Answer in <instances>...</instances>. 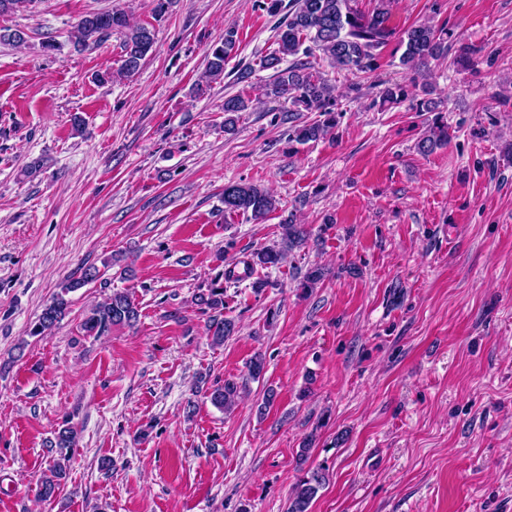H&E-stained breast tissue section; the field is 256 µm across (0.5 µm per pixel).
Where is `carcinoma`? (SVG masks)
<instances>
[{"mask_svg": "<svg viewBox=\"0 0 512 512\" xmlns=\"http://www.w3.org/2000/svg\"><path fill=\"white\" fill-rule=\"evenodd\" d=\"M389 0H378L370 13L358 7V0H293V8L278 34V49L260 61V66L275 71L266 95L287 97L297 111L317 112L321 119L295 131V141H317L336 127V96L324 75L316 70L308 58L322 54L329 65L350 74L377 69L380 51L393 41L403 49L399 63L406 69L425 68L433 60L448 56L456 50L459 61L472 64L477 50L468 44L453 40L454 33L446 27L429 23L414 24L397 34L388 24ZM118 34L122 37L123 59L121 70L131 74L152 50L155 34L144 24L130 23L121 10H107L85 15L75 26L74 44L86 47ZM237 33L229 29L224 39L213 45L204 71L199 75L196 94L201 95L211 84L224 78V63L236 47ZM287 67H281L284 61ZM408 96L401 85L388 86L380 92V105L400 103ZM249 100L240 96L224 99V131L235 130L238 113L248 109ZM448 124L435 118L432 126L418 143L423 154L448 144ZM278 209V201L262 187L251 183H231L224 186V213L239 215L249 221L261 222ZM281 245L265 247L255 253L253 264L266 269L282 263L285 253L302 247L308 236L300 224L288 221L281 225ZM100 271L94 266L84 270L81 277L68 281L44 306L28 330L31 337H44L65 317L71 305L69 293L97 280ZM198 306L209 314V331L216 344L233 335L235 323L224 318V286H212L197 298ZM139 319L135 298L126 291H114L94 305L82 324L88 336H103L117 325L133 326ZM238 396V387L232 381L215 387L210 393L211 403L220 409H229ZM56 458L49 465V474L40 481L38 497L42 501L57 496L61 482L67 476L70 452L77 447V432L63 426L49 440ZM326 469L318 468L303 478L289 499L288 512H309L319 487L326 482Z\"/></svg>", "mask_w": 512, "mask_h": 512, "instance_id": "cac0c4a2", "label": "carcinoma"}]
</instances>
